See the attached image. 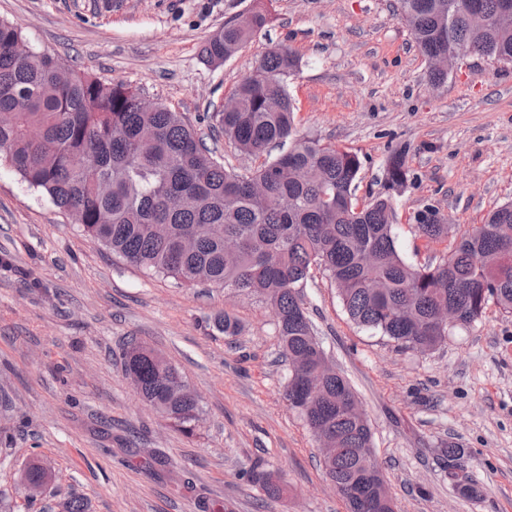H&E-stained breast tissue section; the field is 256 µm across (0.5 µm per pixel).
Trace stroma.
I'll return each instance as SVG.
<instances>
[{
	"instance_id": "35a3bbf8",
	"label": "stroma",
	"mask_w": 512,
	"mask_h": 512,
	"mask_svg": "<svg viewBox=\"0 0 512 512\" xmlns=\"http://www.w3.org/2000/svg\"><path fill=\"white\" fill-rule=\"evenodd\" d=\"M396 0H0V20L26 44L105 83L122 82L180 112L198 132L271 45L290 46L300 133L357 153L358 197L379 191L390 149L405 147L412 181L396 200L407 262L447 256L453 239L419 238L432 203L462 234L512 201V65L478 55L432 86L428 62ZM271 21L222 65L208 38L253 8ZM305 302L328 360L354 388L396 512H512V314L488 307L419 354L357 327L334 285L315 273ZM235 336L213 325L221 313ZM136 338L175 364L200 397L186 433L133 391L122 348ZM271 308L221 288L149 275L83 234L72 217L0 161V501L7 512H347L318 441L284 398L288 366ZM465 450L450 478L441 447ZM166 463H149L146 449ZM51 479L28 500L21 475ZM276 472L280 496L246 477ZM481 494L463 495L461 484Z\"/></svg>"
}]
</instances>
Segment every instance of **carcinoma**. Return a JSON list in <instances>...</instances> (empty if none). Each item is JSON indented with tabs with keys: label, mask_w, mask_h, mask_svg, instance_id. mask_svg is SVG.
Here are the masks:
<instances>
[{
	"label": "carcinoma",
	"mask_w": 512,
	"mask_h": 512,
	"mask_svg": "<svg viewBox=\"0 0 512 512\" xmlns=\"http://www.w3.org/2000/svg\"><path fill=\"white\" fill-rule=\"evenodd\" d=\"M474 0L491 19L473 32L460 0H397V12L428 59L473 48L512 63V23L500 20L505 2ZM267 15L251 11L224 23L202 48V58H231L265 28ZM16 25L0 21V159L31 189L112 253L181 286L206 284L257 297L274 313L282 357L288 361L285 399L314 437L336 440L323 467L347 512H395L357 395L341 374L324 378L321 395L308 398L307 380L323 348L300 288L319 270L334 283L348 317L401 347L426 353L450 328L434 322L446 304L470 325L493 304L512 314V202L489 212L451 251L448 261L413 265L396 243V197L411 181L407 152L393 149L383 167L384 191L364 204L356 198L357 154L299 133L287 78L299 68L292 48L276 44L232 92L236 107L202 120L236 150L264 162L240 173L218 161L183 115L165 106L149 111L122 82L105 84L61 61L29 50ZM427 241L453 227L427 204L413 216ZM132 341L125 369L141 380V400L161 418L190 433L201 411L180 370L160 364ZM249 482L268 497L280 494L261 465ZM369 510H363V503Z\"/></svg>",
	"instance_id": "cac0c4a2"
}]
</instances>
